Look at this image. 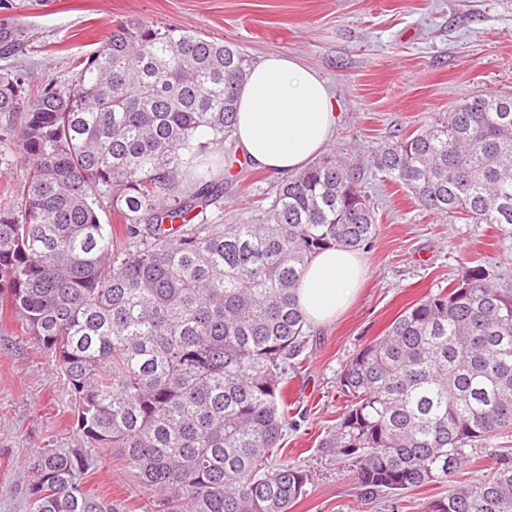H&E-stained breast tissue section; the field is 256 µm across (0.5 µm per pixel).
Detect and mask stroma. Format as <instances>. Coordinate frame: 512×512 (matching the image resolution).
<instances>
[{"label":"stroma","mask_w":512,"mask_h":512,"mask_svg":"<svg viewBox=\"0 0 512 512\" xmlns=\"http://www.w3.org/2000/svg\"><path fill=\"white\" fill-rule=\"evenodd\" d=\"M144 22L234 45L249 62L298 58L327 85L340 120L326 155L359 168L378 235L367 278L336 321L311 327L288 379L283 459L311 473L291 512H419L448 487L368 501L349 467L322 444L345 408L346 361L398 314L480 265L512 288V226L468 224L423 209L373 166L395 136L441 118L464 97L512 93V0H0V68L32 84L70 77L116 26ZM276 174L245 164L224 176L212 216L235 224L267 206ZM67 385L51 354L0 310V512H27L21 466L43 448H78ZM86 486L124 512H156L116 453L87 450Z\"/></svg>","instance_id":"stroma-1"}]
</instances>
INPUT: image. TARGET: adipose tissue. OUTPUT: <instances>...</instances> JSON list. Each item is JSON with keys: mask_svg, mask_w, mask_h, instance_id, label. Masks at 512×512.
<instances>
[{"mask_svg": "<svg viewBox=\"0 0 512 512\" xmlns=\"http://www.w3.org/2000/svg\"><path fill=\"white\" fill-rule=\"evenodd\" d=\"M336 122L324 81L288 55L263 58L238 90L235 137L248 161L269 172L302 171L323 151ZM365 274L359 252L333 248L315 255L298 289L307 323L336 320L354 301Z\"/></svg>", "mask_w": 512, "mask_h": 512, "instance_id": "adipose-tissue-1", "label": "adipose tissue"}]
</instances>
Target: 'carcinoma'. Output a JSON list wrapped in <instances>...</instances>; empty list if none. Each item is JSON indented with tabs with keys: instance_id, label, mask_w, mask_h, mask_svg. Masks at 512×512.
Masks as SVG:
<instances>
[{
	"instance_id": "cac0c4a2",
	"label": "carcinoma",
	"mask_w": 512,
	"mask_h": 512,
	"mask_svg": "<svg viewBox=\"0 0 512 512\" xmlns=\"http://www.w3.org/2000/svg\"><path fill=\"white\" fill-rule=\"evenodd\" d=\"M78 67L25 101V74L0 69V141L23 166L0 204V302L54 357L91 447L119 454L158 512H290L311 479L277 461L288 361L308 333L302 272L331 247L369 250L374 205L356 170L326 157L254 215L214 223L248 69L230 45L132 23ZM502 101H460L374 167L433 213L512 225ZM340 386L324 445L364 497L447 482L466 448L512 433V288L468 268L353 354ZM90 465L41 449L29 512H124L84 488ZM421 512H512V450Z\"/></svg>"
}]
</instances>
